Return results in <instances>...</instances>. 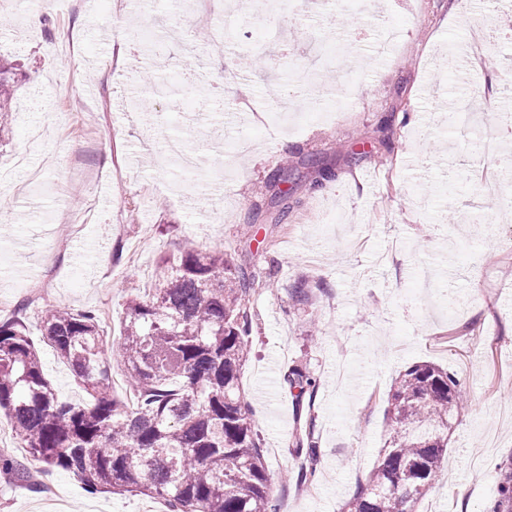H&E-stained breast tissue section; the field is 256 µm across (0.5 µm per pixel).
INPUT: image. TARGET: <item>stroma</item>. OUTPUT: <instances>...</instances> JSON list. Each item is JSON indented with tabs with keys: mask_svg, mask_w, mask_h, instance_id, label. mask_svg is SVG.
I'll use <instances>...</instances> for the list:
<instances>
[{
	"mask_svg": "<svg viewBox=\"0 0 512 512\" xmlns=\"http://www.w3.org/2000/svg\"><path fill=\"white\" fill-rule=\"evenodd\" d=\"M27 0H0V54L25 79L13 101L0 168V318L17 303L30 327L45 305L91 309L107 336L185 242L229 263L278 268L251 297L252 351L241 384L259 430L278 512H340L384 444L389 390L408 366L431 361L465 396L448 458L417 512H485L512 456V219L480 184L449 185L458 170L500 158L461 153L476 130H448V106L482 113L512 103V35L477 67L455 61L476 32L512 21V0H224L170 20L165 0H58L51 26L31 24ZM223 25L224 40L185 44ZM152 27L164 55L123 52ZM257 54L262 68L245 67ZM205 62L219 109L172 74ZM143 107L131 111V96ZM182 136L199 171L165 162ZM288 164L287 182L275 180ZM68 226L51 292L32 301L42 257ZM308 285L297 299L298 281ZM305 363L320 381L312 410L316 455L292 445L301 424L283 382ZM29 467L41 491L0 473V512H166L162 499L86 495L64 471ZM305 469L311 482L282 480Z\"/></svg>",
	"mask_w": 512,
	"mask_h": 512,
	"instance_id": "stroma-1",
	"label": "stroma"
}]
</instances>
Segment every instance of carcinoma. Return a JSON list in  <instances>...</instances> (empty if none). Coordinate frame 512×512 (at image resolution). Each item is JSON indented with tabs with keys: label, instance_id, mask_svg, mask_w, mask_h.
I'll return each instance as SVG.
<instances>
[{
	"label": "carcinoma",
	"instance_id": "cac0c4a2",
	"mask_svg": "<svg viewBox=\"0 0 512 512\" xmlns=\"http://www.w3.org/2000/svg\"><path fill=\"white\" fill-rule=\"evenodd\" d=\"M16 67L0 56V127L15 95ZM262 274L191 244L164 259L151 292L126 301L117 348L134 408L113 390L112 342L92 310L50 308L33 336L16 313L0 320V418L25 454L62 469L89 494H142L168 512H277L262 440L240 386L251 352L249 295ZM53 350L88 395L60 399L45 377ZM298 417H311L317 378L289 367ZM461 381L430 362L399 374L388 395L376 466L343 512H414L448 454ZM0 471L33 486L24 463L0 454ZM488 512H512V470Z\"/></svg>",
	"mask_w": 512,
	"mask_h": 512
}]
</instances>
